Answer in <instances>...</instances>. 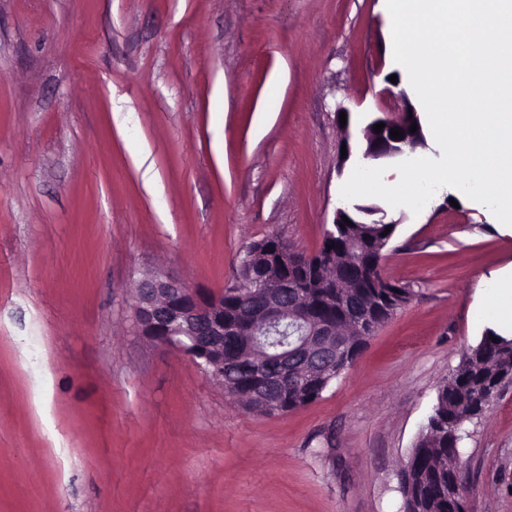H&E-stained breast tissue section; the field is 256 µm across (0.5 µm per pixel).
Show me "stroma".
Returning a JSON list of instances; mask_svg holds the SVG:
<instances>
[{
  "label": "stroma",
  "mask_w": 512,
  "mask_h": 512,
  "mask_svg": "<svg viewBox=\"0 0 512 512\" xmlns=\"http://www.w3.org/2000/svg\"><path fill=\"white\" fill-rule=\"evenodd\" d=\"M399 70L385 0H0V512H401L481 283L512 272L493 215L448 187L389 209L410 301L286 414L134 319L145 270L222 291L267 236L317 251L354 169L335 111L401 112ZM467 431V512H512V383Z\"/></svg>",
  "instance_id": "35a3bbf8"
}]
</instances>
